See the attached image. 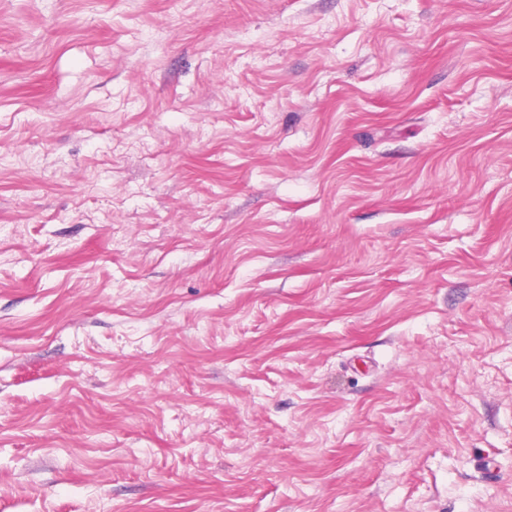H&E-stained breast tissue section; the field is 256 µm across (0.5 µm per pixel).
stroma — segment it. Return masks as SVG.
Instances as JSON below:
<instances>
[{
  "instance_id": "obj_1",
  "label": "stroma",
  "mask_w": 512,
  "mask_h": 512,
  "mask_svg": "<svg viewBox=\"0 0 512 512\" xmlns=\"http://www.w3.org/2000/svg\"><path fill=\"white\" fill-rule=\"evenodd\" d=\"M0 512H512V0H0Z\"/></svg>"
}]
</instances>
